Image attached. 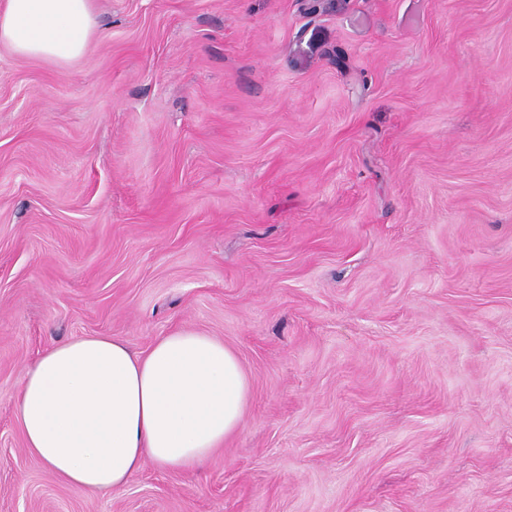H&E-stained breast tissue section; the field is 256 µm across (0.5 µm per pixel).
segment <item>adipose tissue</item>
<instances>
[{"label":"adipose tissue","instance_id":"ef3b65f1","mask_svg":"<svg viewBox=\"0 0 512 512\" xmlns=\"http://www.w3.org/2000/svg\"><path fill=\"white\" fill-rule=\"evenodd\" d=\"M95 33L94 0H0V46L67 65ZM249 382L237 354L192 331L142 356L118 336L49 347L24 372L16 416L28 452L82 492L122 488L144 464L204 465L243 424Z\"/></svg>","mask_w":512,"mask_h":512}]
</instances>
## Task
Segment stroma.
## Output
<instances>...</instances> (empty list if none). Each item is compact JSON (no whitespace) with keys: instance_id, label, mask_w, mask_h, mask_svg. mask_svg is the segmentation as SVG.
<instances>
[{"instance_id":"stroma-1","label":"stroma","mask_w":512,"mask_h":512,"mask_svg":"<svg viewBox=\"0 0 512 512\" xmlns=\"http://www.w3.org/2000/svg\"><path fill=\"white\" fill-rule=\"evenodd\" d=\"M0 46V512H512V0H95ZM213 336L204 466L72 489L24 446L55 344ZM94 33V0L0 1V46L19 57L67 65Z\"/></svg>"}]
</instances>
